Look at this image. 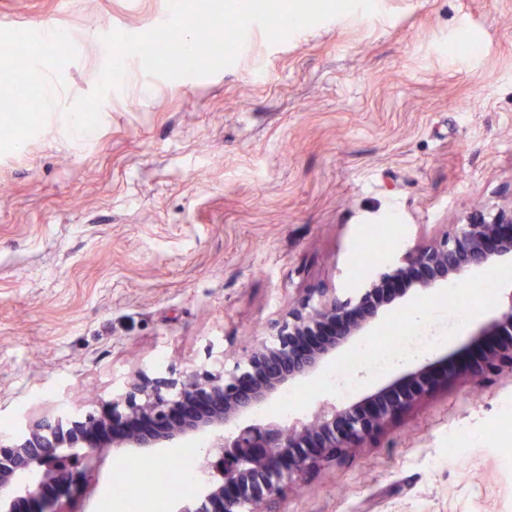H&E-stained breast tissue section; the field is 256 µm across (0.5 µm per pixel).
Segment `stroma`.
<instances>
[{
	"label": "stroma",
	"instance_id": "stroma-1",
	"mask_svg": "<svg viewBox=\"0 0 512 512\" xmlns=\"http://www.w3.org/2000/svg\"><path fill=\"white\" fill-rule=\"evenodd\" d=\"M168 0H0V111L14 109L53 24L71 44L47 80L55 109L0 131V424L112 379L199 368L236 352L309 290L352 279L496 203L512 183V0H376L269 43L251 26L235 62L164 80L126 61L87 135L64 121L98 81L112 30L138 34ZM493 302L456 324L438 288L375 328L444 305L427 352L433 391L373 441L293 482L281 512H512V373L445 377L478 354Z\"/></svg>",
	"mask_w": 512,
	"mask_h": 512
}]
</instances>
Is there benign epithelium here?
Returning a JSON list of instances; mask_svg holds the SVG:
<instances>
[{"label":"benign epithelium","mask_w":512,"mask_h":512,"mask_svg":"<svg viewBox=\"0 0 512 512\" xmlns=\"http://www.w3.org/2000/svg\"><path fill=\"white\" fill-rule=\"evenodd\" d=\"M505 257L512 258V200L387 257L361 282L298 298L268 324L269 339L240 358L231 361L211 347L209 368L178 376L168 368L127 373L112 381L110 400L82 414L63 405L20 422L0 438V512H66L62 499L95 493L109 455L150 458L158 448L197 439L204 441L203 479L176 512H278L289 481L363 445L424 399L434 380L417 365L358 402L326 397L288 425L267 418L265 409L368 335L396 299L459 283ZM495 337L502 342L474 364L447 368L446 378L512 371V290L470 342Z\"/></svg>","instance_id":"7a95c632"}]
</instances>
